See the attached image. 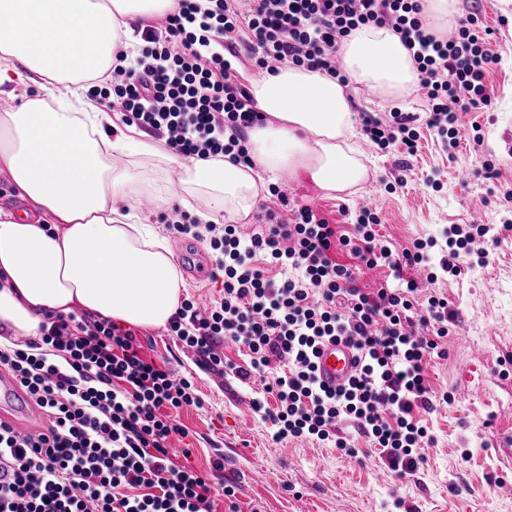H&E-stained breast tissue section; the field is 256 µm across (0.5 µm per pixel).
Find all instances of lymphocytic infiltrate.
Segmentation results:
<instances>
[{"label":"lymphocytic infiltrate","instance_id":"obj_1","mask_svg":"<svg viewBox=\"0 0 512 512\" xmlns=\"http://www.w3.org/2000/svg\"><path fill=\"white\" fill-rule=\"evenodd\" d=\"M390 27L413 53L424 91L427 128L457 146L459 115L489 103L484 79L497 56L495 32L475 15L448 37L423 23L422 0H175L162 22H141L136 55L114 54L102 98L121 121L164 138L186 159L229 158L252 165L247 134L264 121L249 88L245 63L273 75L283 66L336 78L339 45L364 25ZM414 115L363 113L362 130L380 149L406 161L417 150ZM265 208L255 227L173 222L180 234L208 242L224 274L219 297L180 301L169 336L196 355L200 370L223 372L224 342L246 350L236 367L274 400L265 412L275 440L305 438L350 450L343 426L398 475L424 461L428 435L418 413L449 402L426 376L429 357L447 358L452 313L446 296L422 294L439 273L460 275V253L489 232L485 224H453L439 273L427 269L431 243L416 239L392 249L378 213L362 208L341 232L307 206ZM385 266L396 285L357 286L362 268ZM426 268L425 283L403 278ZM39 338L0 347V368L45 409V433L0 426V512H215L214 499L233 487L175 465L171 444L186 435L181 410L199 405L192 379L174 378L148 358L139 336L93 315H49ZM326 340L349 343L359 367L347 386L324 387L314 356Z\"/></svg>","mask_w":512,"mask_h":512}]
</instances>
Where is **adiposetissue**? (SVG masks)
<instances>
[{
	"instance_id": "adipose-tissue-1",
	"label": "adipose tissue",
	"mask_w": 512,
	"mask_h": 512,
	"mask_svg": "<svg viewBox=\"0 0 512 512\" xmlns=\"http://www.w3.org/2000/svg\"><path fill=\"white\" fill-rule=\"evenodd\" d=\"M172 0H0V179L25 209L0 210V345L40 334L46 311L82 308L144 328L165 326L183 282L166 240L140 215L137 166L178 163L172 150L128 127L107 136L101 106L87 95L116 46L135 48V19ZM95 41H88V33ZM347 84L288 66L254 82L266 119L250 135L254 164L194 161L188 192L207 195L203 222L246 221L264 175L308 176L333 193L358 187L366 166L348 140L354 113L347 86L383 100L414 92L418 73L390 28L355 29L340 46Z\"/></svg>"
}]
</instances>
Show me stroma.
Returning a JSON list of instances; mask_svg holds the SVG:
<instances>
[{
  "mask_svg": "<svg viewBox=\"0 0 512 512\" xmlns=\"http://www.w3.org/2000/svg\"><path fill=\"white\" fill-rule=\"evenodd\" d=\"M479 21L495 30L497 64L486 74L491 103L460 115L461 140L446 150L426 126H419L418 151L411 169L401 172L399 155L382 152L364 135L356 148L369 177L355 195L328 196L302 175L267 177L297 203L310 206L331 223H354L364 202L381 213V235L394 245L414 239L444 242L451 224L475 219L500 227L499 242H486L484 263L459 278L437 282L453 312L447 359H429L427 377L436 391H448L449 403L422 420L434 438L425 462L401 477L377 456L353 457L306 439L274 443L273 423L252 408L257 385H245L232 372L199 371L194 354L173 343L165 328H143L145 353L167 362L177 375L194 374L199 407L182 411L189 431L174 461L209 471L223 458L225 482L235 484L237 512H512V233L502 224L512 218L500 202L512 190V0H477ZM354 112L384 113L396 108L424 115L421 92L387 104L366 88L352 95ZM492 161L496 178L484 176ZM407 183L395 191L385 186L398 177ZM173 254H193L202 270L180 267L182 296L210 298L223 289L206 242L167 237ZM217 500V512H226Z\"/></svg>",
  "mask_w": 512,
  "mask_h": 512,
  "instance_id": "stroma-1",
  "label": "stroma"
}]
</instances>
